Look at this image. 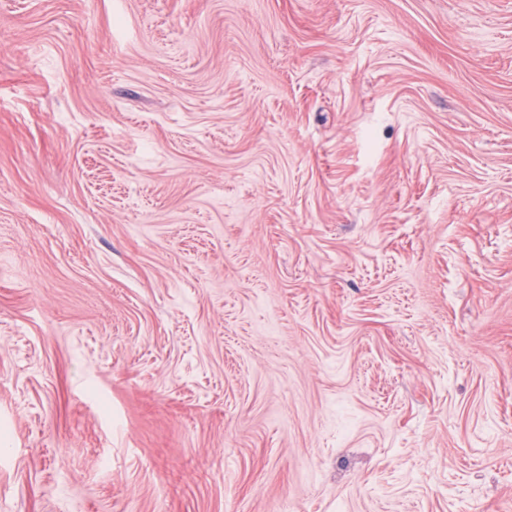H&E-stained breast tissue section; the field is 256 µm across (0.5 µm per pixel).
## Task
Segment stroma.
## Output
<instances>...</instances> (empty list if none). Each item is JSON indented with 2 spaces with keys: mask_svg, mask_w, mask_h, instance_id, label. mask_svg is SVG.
<instances>
[{
  "mask_svg": "<svg viewBox=\"0 0 512 512\" xmlns=\"http://www.w3.org/2000/svg\"><path fill=\"white\" fill-rule=\"evenodd\" d=\"M0 512H512V0H0Z\"/></svg>",
  "mask_w": 512,
  "mask_h": 512,
  "instance_id": "stroma-1",
  "label": "stroma"
}]
</instances>
